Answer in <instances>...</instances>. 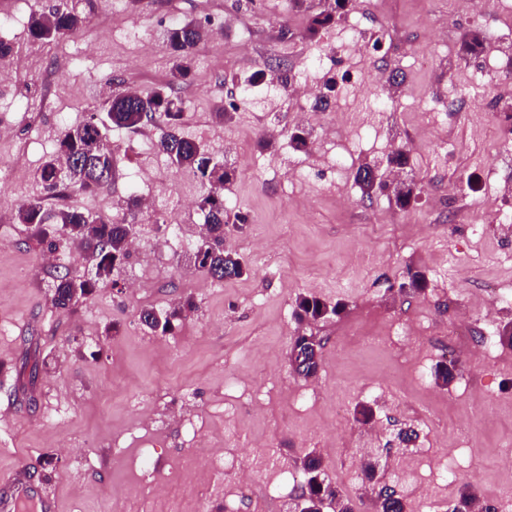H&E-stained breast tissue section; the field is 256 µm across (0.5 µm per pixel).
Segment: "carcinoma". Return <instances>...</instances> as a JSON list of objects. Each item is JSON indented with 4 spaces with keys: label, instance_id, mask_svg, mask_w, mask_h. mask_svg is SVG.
Masks as SVG:
<instances>
[{
    "label": "carcinoma",
    "instance_id": "1",
    "mask_svg": "<svg viewBox=\"0 0 512 512\" xmlns=\"http://www.w3.org/2000/svg\"><path fill=\"white\" fill-rule=\"evenodd\" d=\"M355 0H327L323 9L315 12L306 27V36L317 37L323 29L336 23L348 6ZM87 22V17L78 11L75 0H64L51 10L34 15L30 19L29 33L32 38L58 43L76 33ZM206 39L205 28L194 21L175 25L166 31V43L171 50V76L169 84L148 93L117 90L112 93L104 108V116L90 114L86 119L66 128L57 140V148L38 168L36 177L45 194H56L66 190L92 194L110 184L115 174L116 159L104 147L107 128L136 130L144 125L143 114L164 117L170 127H176L183 119L185 102L175 93L174 86L185 82L195 66L196 49ZM462 53L467 57H478L484 52V41L479 31H468L461 39ZM159 148L173 166L191 173L198 179L202 192L196 208L207 215L205 233L191 248L188 256L193 267L212 279L240 278L247 273L237 254L224 249V233L231 224L246 223L245 215L233 213L225 206L224 186L231 183L234 171L224 162L214 158L203 145L164 131L159 137ZM372 166L362 165L355 174V182L362 194L372 197L383 194L393 200L397 207L406 208L417 195L415 181L380 182L371 176ZM16 218L21 224L34 229V237L46 246L50 253L61 251L70 241L82 248L86 261L94 276L81 279L65 271L56 277L53 303L61 311H70L85 301L98 283L111 278L116 261L129 254L127 223L112 222L108 217L93 215L77 208L47 212L40 198L21 202ZM197 308L195 301L187 297L172 306L157 310L145 308L140 311L139 321L144 329L152 333L167 332L173 322L187 318ZM340 312L339 304L330 305L314 296H299L295 301L294 316L300 323L317 322ZM323 339L314 334H303L291 347L290 358L294 372L304 378L318 374L322 362ZM306 483L302 495L305 506L316 507L327 498L340 505L338 512H353L342 503V490L331 484L322 470L319 457L309 454L302 465ZM381 512H407L406 502L388 492L384 487L379 493ZM477 495L471 484H464L459 505L453 512H473Z\"/></svg>",
    "mask_w": 512,
    "mask_h": 512
}]
</instances>
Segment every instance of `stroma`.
Returning a JSON list of instances; mask_svg holds the SVG:
<instances>
[{
  "label": "stroma",
  "mask_w": 512,
  "mask_h": 512,
  "mask_svg": "<svg viewBox=\"0 0 512 512\" xmlns=\"http://www.w3.org/2000/svg\"><path fill=\"white\" fill-rule=\"evenodd\" d=\"M53 2L0 0V13L13 18L0 32L13 48L0 61V84L19 94L8 104L15 132L0 137V166L15 167L0 188V479L20 466L34 473L24 512H39L37 501L47 499L59 512H294L296 492L273 501L263 485L280 470L301 472L312 451L355 512H377L384 486L410 512H448L465 482L481 502L497 504L512 456V347L482 356L473 306L488 289L512 290V229L475 228L468 218L486 187L512 211V164L500 161L512 153V133L500 128L501 113L472 108L476 95H497L499 72L512 65V8L485 0L484 19L462 22L453 0H358L366 37L385 29L395 47L387 68L404 82L391 90L345 82L372 61L341 48L337 28L306 37L319 0H79L88 22L60 45L29 34L30 17ZM216 13L230 20L178 88L187 110L177 132L235 171L224 194L248 222L229 228L224 247L248 275L218 282L197 272L187 280L182 252H137L74 311L56 310L58 265L45 263L15 218L17 204L41 196L35 174L54 135L103 110V80L143 92L167 83L166 30ZM487 21L508 39L496 71L476 89L460 41ZM316 51L324 65L304 68ZM47 61L61 68V83H44ZM279 62L295 81L317 85L327 111L309 101L300 118L287 100L268 97L216 123L215 103ZM298 126L312 133L309 152L288 145ZM157 133L147 125L109 141L112 184L92 195L42 196L45 209L112 214L145 161L139 143ZM396 144L408 151L404 174L418 185L404 209L363 198L354 184L359 165L385 160ZM151 169L167 209L198 199L199 182L182 181L168 158ZM412 271L425 274L426 290L399 292ZM301 295L344 305L311 327L324 348L309 379L289 360ZM188 296L198 309L172 333L141 326V309ZM419 322L425 329L405 350L386 337L393 324ZM34 355L50 366L32 379L21 366ZM445 357L457 364L447 386L434 376ZM361 404L375 412L366 425L355 419ZM407 426L418 438L405 447L397 433ZM196 430L225 457L256 463L255 482L228 472L189 480L201 466ZM45 454L57 457L54 469H41ZM370 456L378 465L368 483L357 463Z\"/></svg>",
  "instance_id": "35a3bbf8"
}]
</instances>
